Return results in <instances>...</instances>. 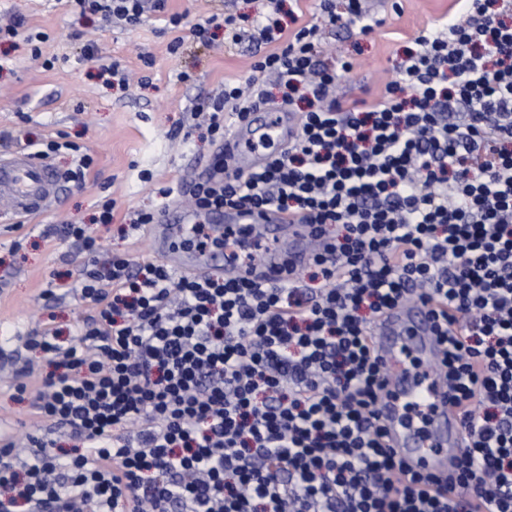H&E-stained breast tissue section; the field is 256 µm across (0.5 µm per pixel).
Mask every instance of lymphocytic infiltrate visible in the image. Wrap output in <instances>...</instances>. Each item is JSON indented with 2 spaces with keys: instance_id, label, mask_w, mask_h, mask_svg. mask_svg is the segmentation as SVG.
<instances>
[{
  "instance_id": "f902f5d3",
  "label": "lymphocytic infiltrate",
  "mask_w": 512,
  "mask_h": 512,
  "mask_svg": "<svg viewBox=\"0 0 512 512\" xmlns=\"http://www.w3.org/2000/svg\"><path fill=\"white\" fill-rule=\"evenodd\" d=\"M495 2L464 0L466 22L423 31L378 102L345 105L351 63L317 58L335 0L288 33L267 0L256 26L277 50L205 118L220 145L248 113L302 101L296 138L260 167L222 162L159 193L201 214L304 216L309 282L116 255L103 275L97 237L69 225L83 313L70 341L48 325L27 336L46 374L4 357L38 427L0 438V512H512V24ZM74 3L129 26L183 20L167 0ZM409 299L436 322L464 415L452 479L408 468L374 412L388 373L371 328Z\"/></svg>"
}]
</instances>
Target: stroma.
<instances>
[{"label":"stroma","mask_w":512,"mask_h":512,"mask_svg":"<svg viewBox=\"0 0 512 512\" xmlns=\"http://www.w3.org/2000/svg\"><path fill=\"white\" fill-rule=\"evenodd\" d=\"M453 0H373L382 25L366 34L357 27H321L320 58L337 65L348 60L352 71L338 89L346 100L375 101L393 77L392 66L426 28L453 13ZM262 0H168L182 14L180 31L154 22L133 30L102 27L98 14L80 13L68 0H0V14L22 19L15 43H0V153L19 142L65 138L92 155L84 181L66 183L51 213L26 220L21 228L0 222V344L23 349L27 334L51 322L71 333L80 308L72 288L80 263L65 229L86 225L100 235L106 254L155 260L146 238L130 224L138 212L165 206L159 187L194 182L211 163L216 147L206 128L195 126V106L221 94L227 80L248 75L253 62L269 50L256 29L229 44L223 29L208 42L194 39L190 28L212 14L255 15ZM40 36L41 58H33L29 39ZM184 45L167 47L174 36ZM151 55L144 67L142 55ZM129 73L130 86L114 85L111 66ZM144 84H137V77ZM150 180H142V172ZM115 203L110 227L95 224L106 200ZM52 237H45L47 228ZM52 297H44L45 289ZM9 369H0V418L30 431L37 418L29 401L13 398Z\"/></svg>","instance_id":"1"}]
</instances>
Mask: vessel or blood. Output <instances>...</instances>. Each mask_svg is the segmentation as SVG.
Segmentation results:
<instances>
[{
    "label": "vessel or blood",
    "instance_id": "vessel-or-blood-1",
    "mask_svg": "<svg viewBox=\"0 0 512 512\" xmlns=\"http://www.w3.org/2000/svg\"><path fill=\"white\" fill-rule=\"evenodd\" d=\"M298 122L294 114L282 112L274 120L248 119L239 126L225 145V152L241 170L261 165L265 151L263 140L287 143ZM60 181L53 167L27 150L0 153V219L17 223L48 211L58 198ZM200 215L173 206L160 214L146 235L153 242L161 261L177 273L203 274L214 279L237 269L233 249L223 254L187 251L175 246L181 231L199 223ZM213 233L224 225L239 224L250 237L279 240L280 248L261 263L246 269L247 277L268 282L296 275L310 253L311 227L287 223L273 212L228 207L210 216ZM376 351L391 372L389 387L381 391L376 414L387 431L385 444L413 469L449 474L452 463L464 446L462 419L452 404V391L435 372L442 348L435 336L434 322L428 310L408 301L383 317L372 329ZM425 363L422 378H414L401 365L409 354Z\"/></svg>",
    "mask_w": 512,
    "mask_h": 512
}]
</instances>
